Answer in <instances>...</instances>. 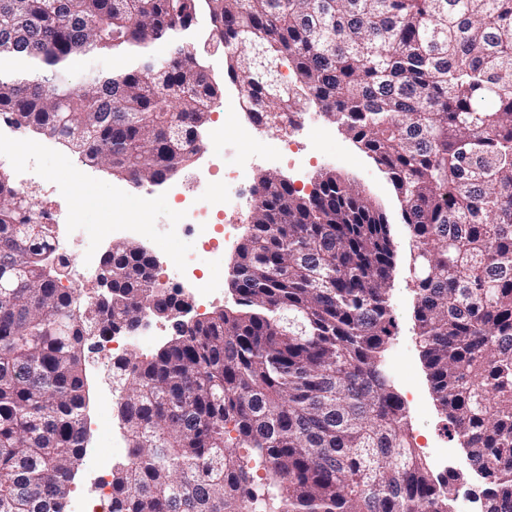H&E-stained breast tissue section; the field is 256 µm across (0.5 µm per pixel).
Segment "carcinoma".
<instances>
[{"label":"carcinoma","mask_w":512,"mask_h":512,"mask_svg":"<svg viewBox=\"0 0 512 512\" xmlns=\"http://www.w3.org/2000/svg\"><path fill=\"white\" fill-rule=\"evenodd\" d=\"M212 26L190 41L200 15ZM143 59L69 82L76 55ZM271 126L315 105L387 175L412 248L416 343L474 470L512 512V0H0V115L137 187L187 165L223 89ZM234 304L123 356L131 456L111 512H448L384 353L386 215L339 174L302 194L259 178ZM50 229L0 165V512H66L87 436L89 342L187 305L146 251L103 258L114 292L76 305Z\"/></svg>","instance_id":"obj_1"}]
</instances>
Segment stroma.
Instances as JSON below:
<instances>
[{
  "label": "stroma",
  "mask_w": 512,
  "mask_h": 512,
  "mask_svg": "<svg viewBox=\"0 0 512 512\" xmlns=\"http://www.w3.org/2000/svg\"><path fill=\"white\" fill-rule=\"evenodd\" d=\"M256 148L264 160L253 168L250 184H257L262 174L270 172L285 178L301 193L307 194L313 190L318 174L331 170L342 174L354 187L371 196L385 212L390 224L395 260V268L388 285V297L395 318L396 334L389 351L393 354L402 353L409 369L408 378L397 376L393 382L405 403L418 451L445 444L452 448L451 468L459 476L452 505L455 512H469V502L472 498L481 496L485 483L472 470L465 450L459 447L457 441L448 438V421L436 401L428 371L415 342V295L410 273V232L402 219L401 204L392 185L373 160L334 125L329 128L328 138L317 145L315 154L308 156L306 168L301 173L287 162L276 161L275 156L280 150L277 137H265L257 143ZM78 161L77 154L60 143H52L43 158L39 182L29 184L25 189L39 209L47 211L54 206L52 186L67 188L68 202L79 226V234L74 241L76 253H83L99 237L104 225L111 223L115 213H123L134 222L151 226L164 223L172 207L166 186L153 187L149 192L127 186L129 195L149 200L147 207L129 209L122 199L111 197L110 187L114 185L115 179L109 171L88 166L79 175L74 169ZM88 191L96 192L101 197L102 203L99 207H85L84 194ZM139 243L155 258L158 278L163 286L180 287L181 282L172 274L171 269L176 266L185 247L184 238L147 236L140 238Z\"/></svg>",
  "instance_id": "stroma-1"
}]
</instances>
